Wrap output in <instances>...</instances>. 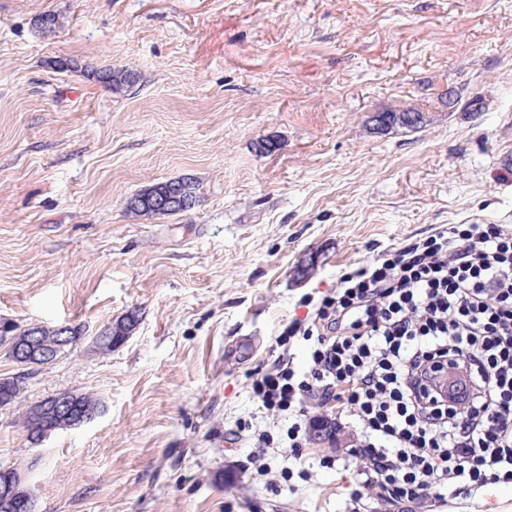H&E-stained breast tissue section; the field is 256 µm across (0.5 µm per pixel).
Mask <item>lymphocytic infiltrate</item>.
Masks as SVG:
<instances>
[{
	"mask_svg": "<svg viewBox=\"0 0 512 512\" xmlns=\"http://www.w3.org/2000/svg\"><path fill=\"white\" fill-rule=\"evenodd\" d=\"M297 337L310 351L302 375L288 355ZM277 343L279 356L251 390L290 424L255 436L253 462L282 444L302 447L323 423L307 415L314 398L347 402L358 427L352 501L370 486L420 507L512 483V232L503 225L444 224L343 273L311 321H293ZM450 369L469 383L454 402L435 389Z\"/></svg>",
	"mask_w": 512,
	"mask_h": 512,
	"instance_id": "obj_1",
	"label": "lymphocytic infiltrate"
}]
</instances>
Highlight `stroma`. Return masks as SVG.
I'll return each instance as SVG.
<instances>
[{"mask_svg": "<svg viewBox=\"0 0 512 512\" xmlns=\"http://www.w3.org/2000/svg\"><path fill=\"white\" fill-rule=\"evenodd\" d=\"M403 107L426 126L374 133ZM178 178L194 209L127 213ZM442 224L512 230V0H0V321L89 336L0 408V469L36 512H349L346 418L310 405L337 432L259 475L251 380L343 272ZM67 389L102 413L32 443ZM97 81L104 84L112 94L121 95L127 91L133 77L124 68H108L92 72Z\"/></svg>", "mask_w": 512, "mask_h": 512, "instance_id": "obj_1", "label": "stroma"}]
</instances>
